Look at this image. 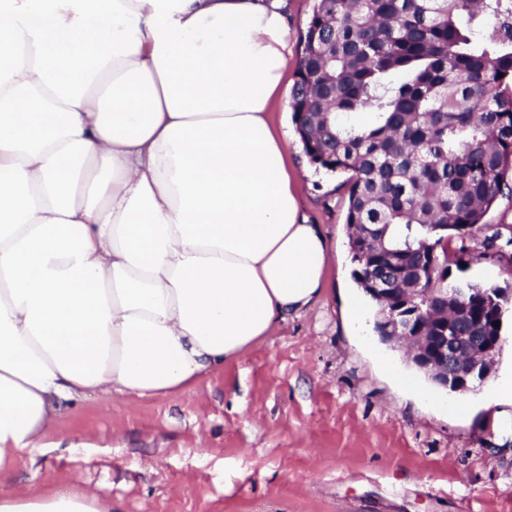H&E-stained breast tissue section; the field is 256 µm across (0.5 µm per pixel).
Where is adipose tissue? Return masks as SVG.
Returning a JSON list of instances; mask_svg holds the SVG:
<instances>
[{
    "label": "adipose tissue",
    "instance_id": "1",
    "mask_svg": "<svg viewBox=\"0 0 512 512\" xmlns=\"http://www.w3.org/2000/svg\"><path fill=\"white\" fill-rule=\"evenodd\" d=\"M287 0H0V479L61 408L196 388L322 294ZM0 512H112L34 476Z\"/></svg>",
    "mask_w": 512,
    "mask_h": 512
}]
</instances>
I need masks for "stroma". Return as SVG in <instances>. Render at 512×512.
I'll list each match as a JSON object with an SVG mask.
<instances>
[{"instance_id":"35a3bbf8","label":"stroma","mask_w":512,"mask_h":512,"mask_svg":"<svg viewBox=\"0 0 512 512\" xmlns=\"http://www.w3.org/2000/svg\"><path fill=\"white\" fill-rule=\"evenodd\" d=\"M299 201L332 245L324 292L194 390L66 406L58 429L91 445L44 451L28 472L72 477L114 512H512V315L493 374L464 394L433 386L380 342L352 271L343 175L295 160Z\"/></svg>"}]
</instances>
